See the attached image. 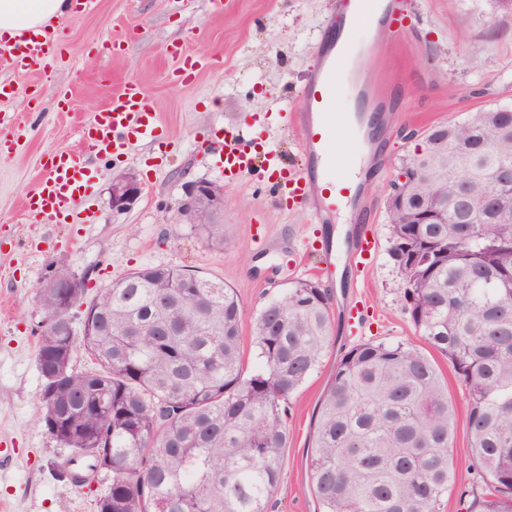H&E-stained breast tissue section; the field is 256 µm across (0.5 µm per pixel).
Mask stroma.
I'll return each mask as SVG.
<instances>
[{"mask_svg":"<svg viewBox=\"0 0 512 512\" xmlns=\"http://www.w3.org/2000/svg\"><path fill=\"white\" fill-rule=\"evenodd\" d=\"M223 2L217 13L209 0H97L93 11L61 19L55 36L62 57L46 71L0 66V81L18 89L0 99V439L13 450L11 462L0 465V512H97L112 482L108 475L87 487L59 480L52 467L72 451L38 421L44 380L36 350L44 321L37 293L56 269L85 276L90 298L149 266L224 281L244 310L243 346L252 368L257 312L295 279L312 277L329 288L333 335L322 367L288 402V446L269 512L321 510L308 458L315 414L339 358L360 341L422 342L389 256L385 199L400 158L415 147L406 132L512 103V10L495 9L490 0H411L403 32L362 38L372 79L366 103L384 106L385 128L372 144L380 169L363 184L371 207L363 230L374 237L377 257L352 281L344 249L324 244L325 234L347 231L345 213L321 224L310 208L276 207L259 178L225 183L217 149L225 126L235 125L262 134L288 163H299V135L284 114L309 76L333 0ZM172 43L210 59V67L177 83L165 53ZM128 81L152 98L159 137L127 158L88 157L93 188L66 223L33 218L24 202L44 176L47 156L83 154L80 128ZM124 174L136 178L142 194L131 210L116 212L112 180ZM193 180L224 190L223 247L177 224L183 185ZM433 359L456 407L455 484L442 512H462L460 494L484 492L469 471L467 390L444 356Z\"/></svg>","mask_w":512,"mask_h":512,"instance_id":"obj_1","label":"stroma"}]
</instances>
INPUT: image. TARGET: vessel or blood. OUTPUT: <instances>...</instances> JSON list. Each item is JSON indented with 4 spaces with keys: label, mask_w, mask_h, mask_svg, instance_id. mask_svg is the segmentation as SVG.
I'll list each match as a JSON object with an SVG mask.
<instances>
[{
    "label": "vessel or blood",
    "mask_w": 512,
    "mask_h": 512,
    "mask_svg": "<svg viewBox=\"0 0 512 512\" xmlns=\"http://www.w3.org/2000/svg\"><path fill=\"white\" fill-rule=\"evenodd\" d=\"M405 14L404 0H338L332 17L334 33L323 37L310 75L296 92V107L290 113L301 134V163L297 168H288L258 136L228 127L220 145L225 182L235 183L254 172H263L276 201L311 207L319 218L356 206L361 187L359 179L352 175L355 164L350 161L338 165L331 148L340 127L330 102L341 70L356 49V30L394 32L399 30ZM54 51L55 42L47 34L23 36L12 43L0 41V64L18 71H37ZM170 55L181 80L192 78L205 66L201 58L176 48L171 49ZM157 131L146 92L139 84L129 82L95 113L92 122L82 127L81 137L95 155L116 157L132 143L152 140ZM45 171L28 196V209L66 221L83 193L91 188L92 172L65 152L49 157ZM348 255L352 269L364 271L375 259L373 240L365 236L352 238Z\"/></svg>",
    "instance_id": "b4317fda"
}]
</instances>
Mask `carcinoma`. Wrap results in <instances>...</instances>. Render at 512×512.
I'll return each instance as SVG.
<instances>
[{"label":"carcinoma","mask_w":512,"mask_h":512,"mask_svg":"<svg viewBox=\"0 0 512 512\" xmlns=\"http://www.w3.org/2000/svg\"><path fill=\"white\" fill-rule=\"evenodd\" d=\"M439 142L386 207L394 264L418 335L465 383L467 434L488 488L466 512H512V106L426 129ZM495 147H488L489 141ZM448 199V218L422 222ZM224 245V225L192 224ZM80 330L44 327L37 362L61 375L43 390L47 433L75 457L58 467L71 484L106 471L98 512H268L288 447V398L322 363L332 332L330 295L297 279L255 316L260 367L241 349L235 290L187 269L128 273L84 303ZM44 321L69 316L43 288ZM97 369L75 372L76 343ZM455 404L436 364L419 348L362 342L332 372L316 413L308 459L323 512H441L454 485Z\"/></svg>","instance_id":"obj_1"}]
</instances>
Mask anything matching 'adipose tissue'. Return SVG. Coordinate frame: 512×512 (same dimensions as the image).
<instances>
[{"label": "adipose tissue", "mask_w": 512, "mask_h": 512, "mask_svg": "<svg viewBox=\"0 0 512 512\" xmlns=\"http://www.w3.org/2000/svg\"><path fill=\"white\" fill-rule=\"evenodd\" d=\"M72 0H0V38L38 33L48 23L70 14Z\"/></svg>", "instance_id": "obj_1"}]
</instances>
